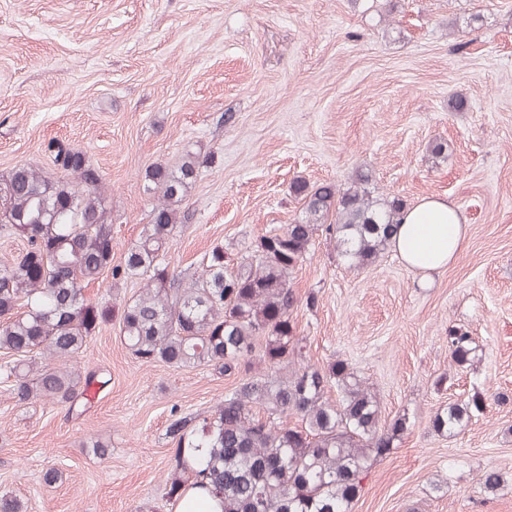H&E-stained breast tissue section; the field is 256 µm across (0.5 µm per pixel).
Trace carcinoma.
<instances>
[{"label": "carcinoma", "instance_id": "1", "mask_svg": "<svg viewBox=\"0 0 512 512\" xmlns=\"http://www.w3.org/2000/svg\"><path fill=\"white\" fill-rule=\"evenodd\" d=\"M47 150L59 176L27 165L0 175V231L29 244L21 258L0 263V351L16 356L4 369L12 399L85 407L91 387L103 389L110 378L64 361L116 321L143 363L205 364L238 378L207 416L171 414L166 434L176 453L167 502L190 510L207 495L222 512H352L368 461L388 454L410 419L383 421L374 392L346 360L305 361L290 281L319 233L348 268L372 265L391 246L407 204L376 193L363 169L342 188L298 180L301 217L236 260L214 246L199 274L187 277L170 267L166 244L193 219L183 204L199 157L188 152L175 168L147 175L158 195L152 223L114 266L112 208L99 173L80 150L59 141ZM108 271L144 285L121 303L87 299L85 288ZM256 352L269 366L264 374L253 373ZM448 354L459 367L474 364L468 332L448 327ZM484 410L477 393L436 412L431 427L452 435Z\"/></svg>", "mask_w": 512, "mask_h": 512}]
</instances>
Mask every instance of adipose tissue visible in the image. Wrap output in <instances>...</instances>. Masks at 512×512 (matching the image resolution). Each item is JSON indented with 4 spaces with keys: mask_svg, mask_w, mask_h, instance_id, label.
Listing matches in <instances>:
<instances>
[{
    "mask_svg": "<svg viewBox=\"0 0 512 512\" xmlns=\"http://www.w3.org/2000/svg\"><path fill=\"white\" fill-rule=\"evenodd\" d=\"M465 220L459 209L435 197L405 210L392 244L413 271L429 275L447 268L464 249Z\"/></svg>",
    "mask_w": 512,
    "mask_h": 512,
    "instance_id": "obj_1",
    "label": "adipose tissue"
}]
</instances>
